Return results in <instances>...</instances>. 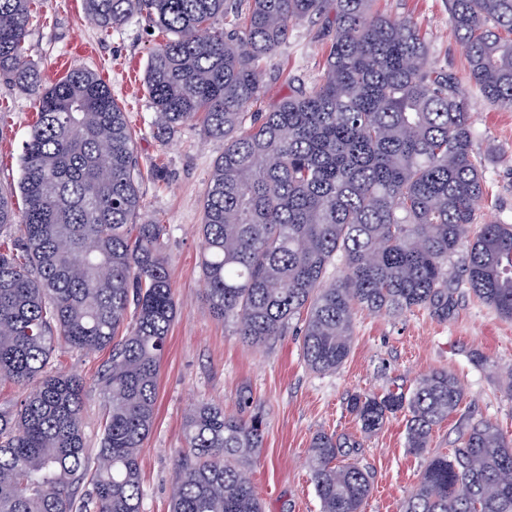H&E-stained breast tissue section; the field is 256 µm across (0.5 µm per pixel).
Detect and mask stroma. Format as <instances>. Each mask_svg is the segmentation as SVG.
Returning <instances> with one entry per match:
<instances>
[{
	"label": "stroma",
	"mask_w": 512,
	"mask_h": 512,
	"mask_svg": "<svg viewBox=\"0 0 512 512\" xmlns=\"http://www.w3.org/2000/svg\"><path fill=\"white\" fill-rule=\"evenodd\" d=\"M379 10L413 17L425 33L437 66L466 77L467 63L448 30L446 0H378ZM27 38V60L44 84L75 66L103 76L124 112L144 178L139 221L166 224L165 254L178 312L171 326L159 373L152 432L140 450L142 512H169L176 480L175 460L184 446L183 421L192 404L207 401L237 411L241 391H249L266 429L248 475L264 512H320L308 468L313 436L320 431L357 440L351 460L371 475L372 490L363 512H403L424 461L407 446L406 419L389 418L382 430L363 434L347 399L412 388L434 369L458 379L465 397L448 419L434 428L430 446L452 452L461 432L486 421L512 436V320L470 293L461 283V256L449 264L454 288L447 319L430 309L391 315L358 312L352 351L333 373L306 367L300 337L287 334L254 348L242 343L232 324L215 319L205 303L200 257L202 203L209 172L224 143L204 138L188 125L169 139L155 137L153 108L143 85L149 53L162 36L131 21L103 31L87 17L83 0H38ZM333 33L321 20L292 24L288 43L267 65L264 106L319 79ZM486 193L478 206L480 222L512 224V111L486 102L469 89ZM37 119L33 98L0 81V184L18 185L22 144ZM109 350L85 353L65 346L55 351L57 370L86 382L82 416L86 448L96 453L105 398L98 384Z\"/></svg>",
	"instance_id": "35a3bbf8"
}]
</instances>
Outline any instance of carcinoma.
<instances>
[{
    "instance_id": "obj_1",
    "label": "carcinoma",
    "mask_w": 512,
    "mask_h": 512,
    "mask_svg": "<svg viewBox=\"0 0 512 512\" xmlns=\"http://www.w3.org/2000/svg\"><path fill=\"white\" fill-rule=\"evenodd\" d=\"M31 0H0V78L38 104L22 147L18 190L0 186V383L35 385L0 404V512H141L139 451L177 304L164 254L167 228L137 224L143 173L112 89L76 67L51 85L26 59ZM376 0H84L100 29L142 18L166 36L148 57L146 90L159 138L194 122L224 141L203 199L205 302L242 343L262 347L301 323V354L318 373L350 355L358 311L428 308L448 317V261L478 299L512 319V224L481 226L483 169L465 90L434 65L411 17ZM334 32L319 82L268 112L265 63L290 24ZM468 81L512 110V0H448ZM20 192L24 210L17 212ZM342 276L327 281L330 266ZM108 346L95 466L82 429L85 385L52 369L55 345ZM464 399L445 369L407 391L355 394L365 434L407 416V444L426 456L404 512H512V437L467 427L453 456L432 451L434 427ZM197 403L183 425L171 512H263L247 465L263 445L261 415ZM359 443L320 431L308 465L321 512H362L368 472L340 458ZM90 480L92 494L76 503Z\"/></svg>"
}]
</instances>
